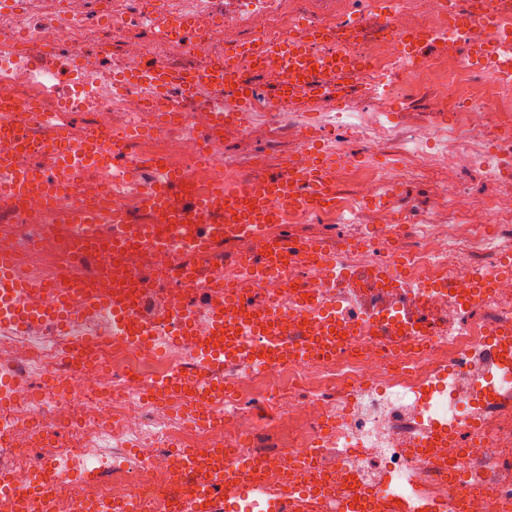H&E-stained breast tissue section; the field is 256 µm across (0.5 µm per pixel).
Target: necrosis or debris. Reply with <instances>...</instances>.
I'll list each match as a JSON object with an SVG mask.
<instances>
[{
    "instance_id": "1",
    "label": "necrosis or debris",
    "mask_w": 512,
    "mask_h": 512,
    "mask_svg": "<svg viewBox=\"0 0 512 512\" xmlns=\"http://www.w3.org/2000/svg\"><path fill=\"white\" fill-rule=\"evenodd\" d=\"M171 2L0 0V107H24L0 133V150L16 147L18 164L47 171L54 133L74 145L86 129L102 127L119 150L118 169L155 156L197 190L216 181L241 187L269 165L305 163L311 131L321 150L340 158L329 181L353 189L331 206L283 205L286 223L267 225L260 237H225L204 253L174 236L161 249L112 251L124 225L158 222L117 181L105 205L124 224L96 225L94 239L80 246L39 200L0 203V253H10L23 276L76 277L99 295L129 275L159 284V307L147 314L151 336L138 346L113 334L109 311H88L81 300L70 322L39 317L51 299L38 291L25 300L29 319H14L0 303V444L8 449L0 475L18 487L47 485L51 512L130 500L153 512L174 483L181 450L203 458L240 442L259 448L270 493L288 487V512H336L359 480L387 502L403 480L436 512L452 499L458 512H512V362L497 371L487 364L489 334L512 328V273L501 269L512 254V73L473 56L493 35L487 11L512 28V0H276L275 10L225 24L220 39L213 23L224 0H181L200 8L197 33L184 44L154 35ZM453 12L464 23L452 36ZM398 30L425 33L436 46L406 60ZM312 31L314 52L347 50L359 69L337 73L334 97L303 109L256 95L244 129L215 127L209 108L182 102L176 86L150 98L129 78L147 60L196 70L254 39ZM447 78L466 108L451 110L449 89L435 88ZM393 99L423 102L420 119L389 113ZM352 139L360 149L349 153ZM389 143L396 163H372ZM440 167L457 178L430 210L394 194L402 180ZM471 170L495 181L492 195L460 180ZM384 192L387 204L372 207ZM273 241L300 249L280 269L251 276L245 259ZM393 258L401 270L388 283L380 269ZM478 276L492 277L493 286L464 305L457 291ZM230 285L248 287L260 313L332 315L358 331L331 356L313 352L262 370L245 358L225 361L216 404L224 421L202 425L185 412L182 392L162 401L150 391L173 376L206 377V361L171 306L207 291L208 305L195 315L205 330ZM406 319L413 329L401 339L394 331ZM81 336L93 339L92 357L74 364L68 353ZM281 421L287 446L260 449L262 424ZM437 427L446 441L418 453L416 443ZM59 431L69 442L55 440ZM20 433L31 448L14 447ZM306 448L317 449L323 476L304 499ZM90 472L95 481H87Z\"/></svg>"
}]
</instances>
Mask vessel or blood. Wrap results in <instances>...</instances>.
<instances>
[{
	"label": "vessel or blood",
	"instance_id": "1",
	"mask_svg": "<svg viewBox=\"0 0 512 512\" xmlns=\"http://www.w3.org/2000/svg\"><path fill=\"white\" fill-rule=\"evenodd\" d=\"M192 29L188 16L165 20L158 24L157 34L162 39L187 36ZM253 64L262 59L278 60L283 66L284 80L281 85L284 98H292L300 82L313 87L331 83L336 65L346 62V54H317L309 46L294 39H283L275 43L260 42L244 47ZM485 55L493 58L500 70H512V32L501 33L484 49ZM130 78L137 83L158 90L170 83L168 72L152 63L141 65L132 71ZM184 96L193 98L201 89H210L217 100L212 107L215 125L233 123L246 127L251 116L252 98L248 94L249 83L244 79L235 61L201 69L184 75L180 80ZM51 161L56 170L78 173L84 169L103 164L102 144L95 132H87L79 150H72L65 137H58L57 148ZM334 155L316 150L303 168H289L287 173L265 175L254 184L244 187L227 188L216 184L206 192L199 193L184 187L179 174L162 171L156 159L147 157L141 162L144 169L154 171L155 176L135 189L144 210L161 214L165 223L173 225L178 236L184 238L193 248L203 249L224 235L225 225H233L242 232H257L264 225L284 222V215L278 210V203L293 200L304 202L306 195H316L327 201L331 195L327 185V173L335 164ZM43 198L48 209H55L59 202L60 187L51 183L43 170L22 168L12 153L0 154V200L19 202L31 195ZM206 209L220 213L219 224H200L196 220L199 210ZM67 220L75 240L88 237V227L97 223L98 216L86 202L73 204L66 211ZM163 236L149 227L138 225L127 234L116 237L112 247L118 251L134 245L155 247L162 244ZM34 287L28 279L19 274L8 255L0 256V299L15 304L16 318H24L26 310L19 302L23 295ZM40 291L51 296L52 304L44 313L51 318L65 315L71 302L85 292L84 286L76 281L58 280L40 284ZM145 283L131 279L113 287L109 296L88 301L90 311L110 309L112 320L122 336L132 342L139 341L146 334V327L136 321L134 313L139 307ZM227 312L214 313L209 317V337L202 343L201 350L209 363L220 364L226 359L248 356L249 359L267 365L285 357H297L305 353L311 342H326L336 333L335 323L326 320L313 321L306 342L284 345L283 322L278 318L254 315L247 298L239 291L232 290L226 299ZM193 403L200 410H208L212 400L221 397L223 383L219 380L188 384ZM213 481L204 489L193 493H179L176 498L162 499L158 512H284V495L268 493L263 483L254 474L261 468L260 463L250 457L246 448L216 449L207 460ZM0 495L12 499L18 512H49L47 493L33 489H20L7 478L0 477Z\"/></svg>",
	"mask_w": 512,
	"mask_h": 512
}]
</instances>
